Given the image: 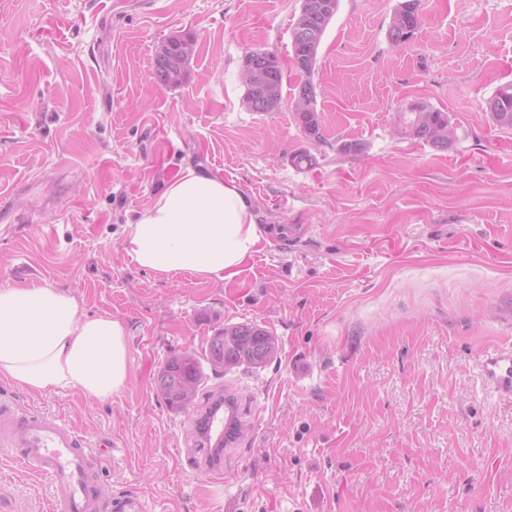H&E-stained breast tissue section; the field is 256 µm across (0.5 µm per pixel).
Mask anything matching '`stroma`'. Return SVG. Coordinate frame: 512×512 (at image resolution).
<instances>
[{
    "mask_svg": "<svg viewBox=\"0 0 512 512\" xmlns=\"http://www.w3.org/2000/svg\"><path fill=\"white\" fill-rule=\"evenodd\" d=\"M397 4L340 0L313 75L315 145L288 105L302 0H0V289L50 286L119 319L130 359L105 401L1 377L0 398L108 435L106 496L145 512H512V399L481 373L512 344V129L486 111L512 82V0H420L401 47ZM179 32L198 39L187 77L156 87L153 47ZM254 48L289 69L279 111L243 103ZM415 101L447 112L448 149L396 134ZM303 151L313 168L292 163ZM187 166L239 184L287 243L266 241L230 281L138 267L126 224ZM250 321L277 357L208 375L170 409L165 361ZM226 388L252 430L223 481L175 449ZM47 502L0 453V512ZM397 16V24L392 26ZM417 18L420 21L419 0H401L394 9L393 18L389 26L387 35L389 41L394 45H402L409 41L418 29V25L406 33L403 31L411 18Z\"/></svg>",
    "mask_w": 512,
    "mask_h": 512,
    "instance_id": "35a3bbf8",
    "label": "stroma"
}]
</instances>
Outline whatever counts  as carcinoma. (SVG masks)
<instances>
[{"instance_id": "1", "label": "carcinoma", "mask_w": 512, "mask_h": 512, "mask_svg": "<svg viewBox=\"0 0 512 512\" xmlns=\"http://www.w3.org/2000/svg\"><path fill=\"white\" fill-rule=\"evenodd\" d=\"M309 4L310 0H303L301 12L291 29L294 61L309 54H317L326 28L338 10L339 0H332V9L328 12L313 11ZM393 16L397 17V24L389 26L388 39L394 45H402L414 35L412 31L404 32V28L411 18H420L419 0H401L395 7ZM259 53L275 106L268 109L258 104L249 85L245 86L243 103L253 112H276L283 104L284 68L275 53L265 49L259 50ZM186 70L185 66L177 70L157 60L154 62L153 81L159 88H175L183 83ZM488 108L496 125L512 128V83L497 89L488 101ZM295 116L302 132L311 142L317 144L322 141L323 132L316 98L309 100L306 111L297 112ZM448 127V113L422 102L420 111L400 113L397 134L434 148L446 149L449 146L448 139L438 138L436 132ZM278 349V339L257 323L226 325L208 338L202 351H187L167 360L158 378L159 393L168 407L183 410L193 402L206 378L202 362H207L216 374L222 369L243 364L257 369L274 359Z\"/></svg>"}]
</instances>
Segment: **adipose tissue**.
I'll return each mask as SVG.
<instances>
[{
	"label": "adipose tissue",
	"instance_id": "adipose-tissue-1",
	"mask_svg": "<svg viewBox=\"0 0 512 512\" xmlns=\"http://www.w3.org/2000/svg\"><path fill=\"white\" fill-rule=\"evenodd\" d=\"M263 241L253 204L235 182L186 167L128 224L123 249L157 274L229 281ZM0 377L32 392L76 388L107 399L128 381L125 327L82 313L73 296L49 286L2 288Z\"/></svg>",
	"mask_w": 512,
	"mask_h": 512
}]
</instances>
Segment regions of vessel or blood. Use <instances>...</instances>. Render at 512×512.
I'll list each match as a JSON object with an SVG mask.
<instances>
[{
	"label": "vessel or blood",
	"instance_id": "b4317fda",
	"mask_svg": "<svg viewBox=\"0 0 512 512\" xmlns=\"http://www.w3.org/2000/svg\"><path fill=\"white\" fill-rule=\"evenodd\" d=\"M484 375L497 392L512 398V346L487 355ZM238 404L227 398L223 412L215 413L208 427L224 438L223 448L240 441ZM110 438L87 443L71 426L44 412L24 409L0 399V449L26 469L46 479L49 512H143L139 497L105 498L98 483L101 456L111 448ZM223 448L202 444L209 469L216 476L230 474Z\"/></svg>",
	"mask_w": 512,
	"mask_h": 512
}]
</instances>
